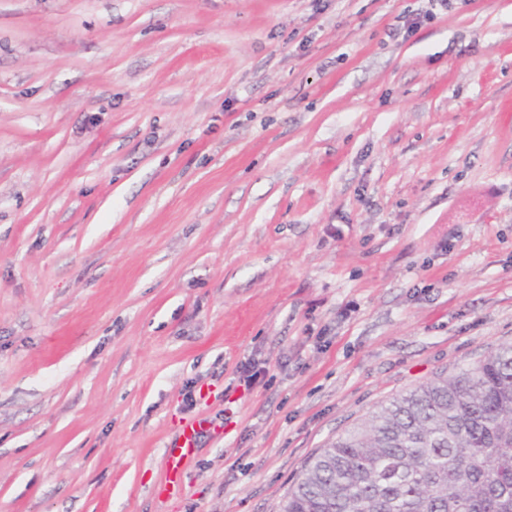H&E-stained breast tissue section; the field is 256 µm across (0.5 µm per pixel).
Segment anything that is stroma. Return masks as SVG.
Listing matches in <instances>:
<instances>
[{
	"label": "stroma",
	"mask_w": 512,
	"mask_h": 512,
	"mask_svg": "<svg viewBox=\"0 0 512 512\" xmlns=\"http://www.w3.org/2000/svg\"><path fill=\"white\" fill-rule=\"evenodd\" d=\"M510 342L512 0H0V512H276ZM212 431H216V428L205 419L186 422L178 427L176 438L165 450L170 487L157 491L159 497L175 490L181 479L183 462L197 451L202 434Z\"/></svg>",
	"instance_id": "stroma-1"
}]
</instances>
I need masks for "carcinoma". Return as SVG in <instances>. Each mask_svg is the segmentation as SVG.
<instances>
[{"instance_id":"carcinoma-1","label":"carcinoma","mask_w":512,"mask_h":512,"mask_svg":"<svg viewBox=\"0 0 512 512\" xmlns=\"http://www.w3.org/2000/svg\"><path fill=\"white\" fill-rule=\"evenodd\" d=\"M277 512H512V344L377 408L308 460Z\"/></svg>"}]
</instances>
